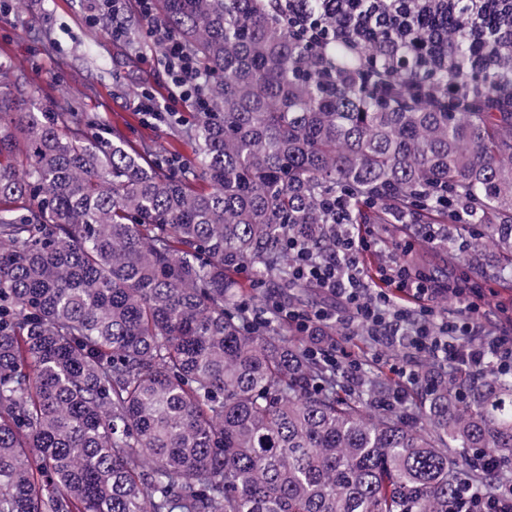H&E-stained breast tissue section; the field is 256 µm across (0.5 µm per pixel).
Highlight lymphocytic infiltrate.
<instances>
[{"label":"lymphocytic infiltrate","instance_id":"lymphocytic-infiltrate-1","mask_svg":"<svg viewBox=\"0 0 512 512\" xmlns=\"http://www.w3.org/2000/svg\"><path fill=\"white\" fill-rule=\"evenodd\" d=\"M377 0H351L345 26L347 29L368 28L392 21L403 26L409 0H387L384 12L373 11ZM163 49L159 58L176 96L189 102L195 97L201 79L197 61L187 53L178 39L161 32ZM336 228V244L332 252L317 255L301 238L285 240V251L291 259L290 268L296 283L322 290L333 303L312 309L278 306L280 317L304 336H318L323 328L335 326L348 329L358 323L366 327L383 347L374 351L376 363H388L390 372L401 382L418 381L419 371L413 360L388 362L386 351L400 347L432 358L436 363L476 371L492 370L512 373V336H487L471 342L475 331L473 317L480 312L474 302H467L466 314L455 321L441 320L432 309L414 312L394 303L391 294L370 287L359 267L360 252L369 250L368 240L351 235L345 224L343 205L332 211ZM321 336V335H320ZM486 468L501 476L503 482L497 496L482 498L467 477L455 480L453 505L456 512H512V481L503 476L504 460L490 457Z\"/></svg>","mask_w":512,"mask_h":512}]
</instances>
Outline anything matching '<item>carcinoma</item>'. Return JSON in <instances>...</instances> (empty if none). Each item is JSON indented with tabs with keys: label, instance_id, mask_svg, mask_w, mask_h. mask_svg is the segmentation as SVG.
Returning <instances> with one entry per match:
<instances>
[{
	"label": "carcinoma",
	"instance_id": "cac0c4a2",
	"mask_svg": "<svg viewBox=\"0 0 512 512\" xmlns=\"http://www.w3.org/2000/svg\"><path fill=\"white\" fill-rule=\"evenodd\" d=\"M201 65L188 160L0 87V512H449L512 459V377L424 359L410 404L289 341L228 276L296 289L285 236L326 210L417 225L463 278L512 290V0L468 32L426 0L407 34L308 40L267 0H159ZM463 84L476 93L448 96Z\"/></svg>",
	"mask_w": 512,
	"mask_h": 512
}]
</instances>
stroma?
<instances>
[{
  "mask_svg": "<svg viewBox=\"0 0 512 512\" xmlns=\"http://www.w3.org/2000/svg\"><path fill=\"white\" fill-rule=\"evenodd\" d=\"M94 0H23L18 10L0 15V51L18 76L24 77L32 100L50 111L80 112L87 123L122 132L136 145H149L164 156L189 158L190 138H175L166 124L145 121L132 105L148 94L172 103L188 115L181 102H170L167 79L157 60V35L141 19L136 0H125L126 35L115 40L96 24ZM423 254V243L407 233L390 246H376L360 257L367 280L392 276L403 253ZM479 333L512 336V298L497 293L492 282L480 291Z\"/></svg>",
  "mask_w": 512,
  "mask_h": 512,
  "instance_id": "stroma-1",
  "label": "stroma"
}]
</instances>
